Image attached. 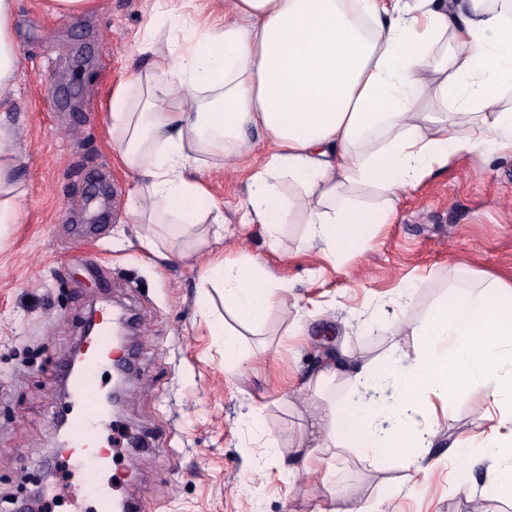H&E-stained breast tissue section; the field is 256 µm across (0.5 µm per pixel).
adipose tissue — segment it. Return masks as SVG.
Instances as JSON below:
<instances>
[{
	"label": "adipose tissue",
	"mask_w": 512,
	"mask_h": 512,
	"mask_svg": "<svg viewBox=\"0 0 512 512\" xmlns=\"http://www.w3.org/2000/svg\"><path fill=\"white\" fill-rule=\"evenodd\" d=\"M136 42L149 54L146 94L119 85L110 101L113 143L139 176L134 223L161 227L142 238L151 255L163 236L209 224L224 237V211L201 178L204 156L234 160L250 131L271 152L248 180L243 223L276 242L300 219L305 242L336 261L389 223L399 190L419 184L451 157L512 149V0H149ZM16 0H0V93L14 86ZM294 196L283 197L277 177ZM382 199L360 206L354 187ZM200 280L220 287L224 308L245 328L282 301L284 281L250 256L213 251ZM512 282L484 281L436 305L416 328L424 352L390 375L372 363L346 375L343 404L310 403L318 457L288 477L316 473L339 449L387 454L407 463L405 487L424 472L441 416L459 387L492 408L482 457L488 497L512 496ZM427 418L425 429L409 424Z\"/></svg>",
	"instance_id": "1"
}]
</instances>
